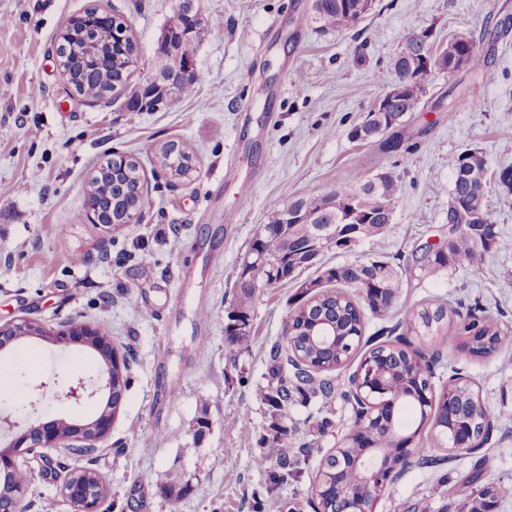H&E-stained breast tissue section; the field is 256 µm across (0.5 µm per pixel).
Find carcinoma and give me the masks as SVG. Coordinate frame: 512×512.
<instances>
[{
    "mask_svg": "<svg viewBox=\"0 0 512 512\" xmlns=\"http://www.w3.org/2000/svg\"><path fill=\"white\" fill-rule=\"evenodd\" d=\"M357 3L358 0H315L316 20L326 31H346L368 13L365 8L354 10ZM192 8V0H186L169 16L166 26V33L176 42L175 48L183 61L194 60L203 24V19L196 16ZM121 34L122 24L115 25L112 18L96 15L94 9L71 18V25L60 32L55 53L63 66V77L77 93L104 101L116 89L126 85L133 43L129 38L120 40ZM423 51L424 47L416 41L414 32L405 34L392 63L399 80L413 78L412 67ZM484 65L485 57L467 35L449 40L442 49L441 58L433 63L436 71L446 73L463 66L480 69ZM158 75L155 103L141 106L139 91L136 90L127 100L129 110L154 112L157 107L171 104L190 90L188 86L182 89L171 86L163 78V66L159 67ZM422 110L423 99L405 97L391 103L381 118L367 114L357 127L369 135V139L377 140L383 152L396 154L409 140L415 114ZM158 159L177 180L189 178L193 171L189 155L183 149L175 148L173 143L159 150ZM449 165L453 182L448 204V240L438 246V251H426L420 258L413 259V267L422 279L433 280L457 269H476L489 254L512 250V240L504 238L497 225L490 223V179L483 156L478 151L465 149L454 155ZM400 191V176L391 170L382 172L377 181L353 170L333 190L341 200L334 209L318 208L310 196H300L286 204L272 202L266 223L260 226L241 258L237 291L224 331V350L227 353L237 355L249 336L245 326L250 324L261 287L291 281L297 288L290 309L292 344L288 345L289 356L282 361L279 349L271 350L269 379L261 393L262 401L268 406L270 423L268 434L262 439L263 451L256 458V465L269 470L272 487L295 480L301 474V456L288 450L289 407L317 395L326 398L332 390L331 380L321 378L316 372V367L323 362V353L309 343L308 331L313 324L323 320H333L337 324L341 346L329 365L330 372L347 367L358 352L364 359L385 357L398 362L411 353L419 355L428 351L430 355L438 356L451 340L458 348L490 358L503 342L496 321L473 318L456 322L448 316L445 306L438 305L411 313L397 324L402 332L395 338L374 343L375 337L365 336L364 310L378 315L387 312L403 287V272L385 259L328 266L320 263L316 266V277L299 279L303 271L311 268L305 256L301 255L308 242L307 234L332 224L341 227V233L345 234L356 226V222L366 220L368 224L362 238L380 237L391 224L392 205ZM86 195L92 202L98 223L122 220L127 213L143 204L139 166L129 160L120 164L114 161L110 166L100 167L90 178ZM291 213L300 215L302 224L295 228L290 242L285 233ZM257 253L278 261L277 271L256 268L252 258ZM412 336L422 344L413 345ZM432 378L431 370L407 379L395 376L389 380L383 395L413 400L419 409L420 423L430 422L432 430L441 438L446 436V430L452 425L466 426L471 429L478 445L485 444L496 422V413L481 401L473 381L457 372L452 375L455 382L450 384V388H444L437 394L432 388ZM450 389L456 391V412L451 419L448 418ZM389 420L388 416L374 417L375 430L367 437L349 434L342 452L351 455L366 447L387 446ZM419 433L417 428L405 436V442L414 448L416 464L421 468L440 465L441 459L418 447L416 438ZM325 462L322 477L327 485L355 481L354 472L343 469L334 472L332 459L327 458ZM484 465L485 458H478L463 476L462 485H475L480 491L461 501L462 512H491L498 500L512 497V485L485 481Z\"/></svg>",
    "mask_w": 512,
    "mask_h": 512,
    "instance_id": "obj_1",
    "label": "carcinoma"
}]
</instances>
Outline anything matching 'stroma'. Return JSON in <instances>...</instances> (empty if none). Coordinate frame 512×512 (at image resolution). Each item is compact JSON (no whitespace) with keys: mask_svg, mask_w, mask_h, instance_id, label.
Instances as JSON below:
<instances>
[{"mask_svg":"<svg viewBox=\"0 0 512 512\" xmlns=\"http://www.w3.org/2000/svg\"><path fill=\"white\" fill-rule=\"evenodd\" d=\"M177 4L0 0V324L103 326L129 360L130 384L103 447L87 456L57 448L51 473L33 456L19 459L27 512L47 502L54 512H73L61 485L81 469L110 488L101 512H254L270 494L280 506L314 512L318 465L354 422L342 393L356 363L338 371L332 398L290 407L288 448L309 455L301 476L271 493L254 464L269 424L259 393L272 347L285 343L294 283L262 288L244 350L224 353L239 261L270 202L324 195L353 169L392 170L403 189L386 234L349 252L326 251L322 260L404 262L448 235L452 155L469 148L489 171L512 166V26H500L512 17V0H374L365 18L340 33L319 27L314 0H198L205 20L194 59L200 81L179 102L132 112L125 95L96 104L67 86L53 44L69 18L94 9L127 25L138 50L134 87L155 74ZM215 18L221 26H212ZM411 29L432 30L440 45L468 35L486 64L431 76L409 150L389 157L348 133L394 80L392 60ZM170 141L191 154L190 180L171 179L160 167L157 149ZM120 155L139 163L144 205L138 223L109 229L89 220L84 196L94 169ZM244 181L251 191L241 205L236 192ZM434 303L464 318L495 319L512 336V251L435 280L409 272L394 306L369 316L366 331ZM201 335L208 338L202 350ZM456 369L498 413L482 449L485 475L512 485V344L492 358L444 352L434 388ZM0 377L16 385L0 391V412L13 414L22 431L37 419L85 423L105 406L100 396L78 405L55 396L78 377L102 386L98 354L81 345H11L0 351ZM172 385L177 399L153 401L155 389ZM325 416L335 426L323 433ZM420 437L442 464L406 469L374 512H449L459 503L458 482L472 456H448L430 424ZM168 483L173 491H165Z\"/></svg>","mask_w":512,"mask_h":512,"instance_id":"1","label":"stroma"}]
</instances>
